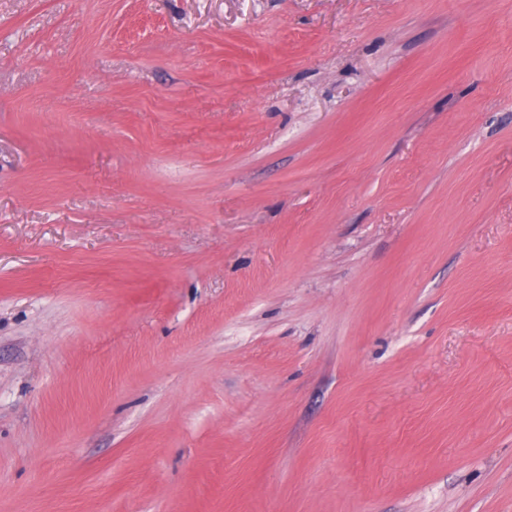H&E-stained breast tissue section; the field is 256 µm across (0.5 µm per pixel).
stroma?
Here are the masks:
<instances>
[{"label":"stroma","instance_id":"stroma-1","mask_svg":"<svg viewBox=\"0 0 512 512\" xmlns=\"http://www.w3.org/2000/svg\"><path fill=\"white\" fill-rule=\"evenodd\" d=\"M0 512H512V0H0Z\"/></svg>","mask_w":512,"mask_h":512}]
</instances>
